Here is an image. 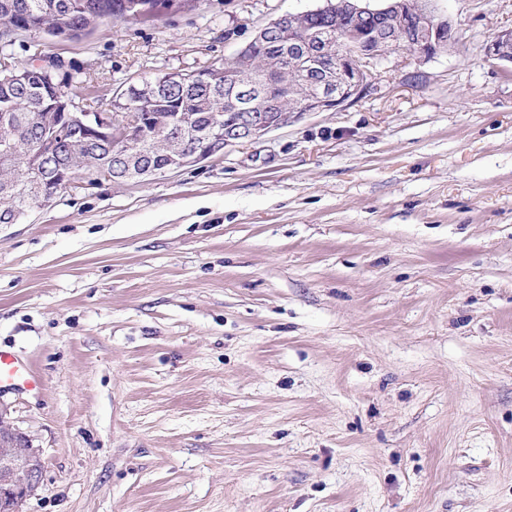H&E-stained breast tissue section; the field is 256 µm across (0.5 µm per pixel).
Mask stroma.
Listing matches in <instances>:
<instances>
[{
  "mask_svg": "<svg viewBox=\"0 0 512 512\" xmlns=\"http://www.w3.org/2000/svg\"><path fill=\"white\" fill-rule=\"evenodd\" d=\"M319 0H200L77 39L78 99L219 67ZM451 49L356 102L0 224L22 512H512V0H435ZM512 30L501 32L497 37L490 42L486 47V54L489 58L500 61L509 62L512 64ZM42 379L32 364L0 348V392L8 390H37Z\"/></svg>",
  "mask_w": 512,
  "mask_h": 512,
  "instance_id": "obj_1",
  "label": "stroma"
}]
</instances>
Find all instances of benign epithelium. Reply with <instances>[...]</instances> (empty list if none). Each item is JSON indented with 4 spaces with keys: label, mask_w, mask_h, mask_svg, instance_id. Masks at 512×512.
Instances as JSON below:
<instances>
[{
    "label": "benign epithelium",
    "mask_w": 512,
    "mask_h": 512,
    "mask_svg": "<svg viewBox=\"0 0 512 512\" xmlns=\"http://www.w3.org/2000/svg\"><path fill=\"white\" fill-rule=\"evenodd\" d=\"M346 14L352 25L336 31V42L321 31L303 28L305 41L319 45L321 60L340 76L337 82H309L297 96H288V84L273 91L264 80L240 81L222 68L212 67L190 74L193 82L211 85L224 80L236 93L227 113L215 118L201 130L187 125L192 119L193 102L187 98L178 103V121L171 122L150 111L158 80H146L141 86L118 89L113 95V111L83 112L73 100L70 89L54 83L48 94L37 100L26 116L40 130L37 153L54 156L58 153L54 130L64 126L81 134L87 141L111 147L118 152L112 169L102 168L95 174L98 182L145 181L199 163L224 147L255 141L268 132L310 112H326L357 100L383 60L394 50L389 38L377 35L362 39L361 25L381 20L395 27H415L420 36L410 52L420 61L429 60L449 48L444 35L451 30L448 18L436 14L433 0H385L372 7L366 0H329L300 14H285L270 22L254 39L239 48L233 58L238 70L246 71L256 64L254 44L268 42L269 36L292 27V22L321 15L331 19ZM489 58L512 64V30L501 32L486 47ZM27 189L26 211L48 205L55 197L38 177L37 167L29 164L16 167V174L5 191L14 193ZM43 467L41 449L33 439L19 430L7 408L0 407V498L9 501L12 512L31 496L39 486Z\"/></svg>",
    "instance_id": "benign-epithelium-1"
}]
</instances>
